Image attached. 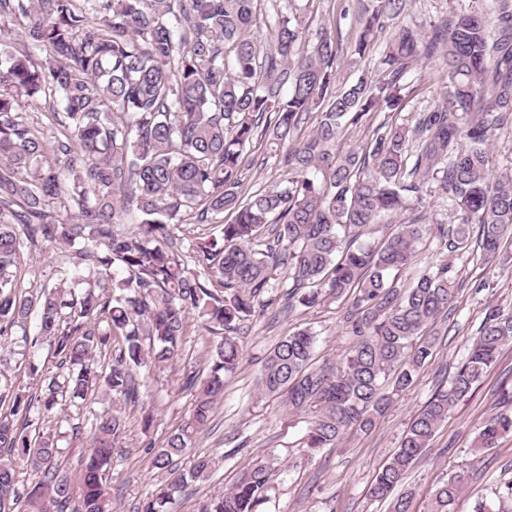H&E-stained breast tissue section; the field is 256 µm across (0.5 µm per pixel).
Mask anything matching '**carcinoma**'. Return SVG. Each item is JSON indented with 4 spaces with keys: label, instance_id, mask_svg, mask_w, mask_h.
Masks as SVG:
<instances>
[{
    "label": "carcinoma",
    "instance_id": "carcinoma-1",
    "mask_svg": "<svg viewBox=\"0 0 512 512\" xmlns=\"http://www.w3.org/2000/svg\"><path fill=\"white\" fill-rule=\"evenodd\" d=\"M0 0V20L21 21L25 48L0 36V341L17 330L30 394L0 385V512H115L109 473L126 432L122 412L93 414L92 444L78 483L62 467L72 425L108 397L135 398L133 370L164 366L179 354L189 314L224 339L210 349L189 417L157 448L150 465L165 475L141 512H168L188 483L207 478L215 461L181 460L210 424L225 377L240 360L233 334L278 297L277 271L292 286L289 306L313 308L346 299L352 342L336 372L312 368L316 334L298 329L267 355L261 390L284 394L295 411L319 408L303 436L312 457L337 447L351 430L369 433L395 395L408 390L436 350L433 326L450 314L461 288L448 256L509 263L512 174L496 177L489 148L512 126V0L487 13L461 11L426 33L398 26L382 59V76L335 86L336 41L324 29L305 43L291 0ZM405 0H366L354 54ZM266 29V39L254 30ZM47 52L43 63L34 60ZM427 60L443 73L449 99L415 115L413 126L384 121L356 148L339 145L345 129L368 126L383 108L402 109L410 67ZM58 102L60 135L47 142L18 110V98ZM315 120L312 132L300 135ZM262 144L287 168L285 184L243 194V153ZM436 198V209L427 199ZM77 209L70 223L54 205ZM454 222H445V213ZM228 213L219 234L192 243L197 269L173 250L171 228L190 215ZM389 219L376 245L350 235ZM135 224L128 232L123 224ZM441 259L400 291L392 273L407 269L427 239ZM39 241L77 246L85 273L60 266L53 286L20 291V252ZM37 313L36 334L25 333ZM512 345V312L486 308L478 336L447 384L414 415L370 496L389 512H413L412 496L391 497L431 447L448 412ZM48 347L50 369L36 351ZM108 354L103 365L98 354ZM66 405L75 414L56 417ZM512 434V414L479 426L474 452ZM38 481L20 488L24 469ZM276 469L254 459L228 489L198 512H257ZM466 475L448 474L430 494L428 512H453Z\"/></svg>",
    "mask_w": 512,
    "mask_h": 512
}]
</instances>
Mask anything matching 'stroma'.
I'll return each instance as SVG.
<instances>
[{
	"label": "stroma",
	"mask_w": 512,
	"mask_h": 512,
	"mask_svg": "<svg viewBox=\"0 0 512 512\" xmlns=\"http://www.w3.org/2000/svg\"><path fill=\"white\" fill-rule=\"evenodd\" d=\"M486 6L487 0H407L402 20L428 32L450 10L481 11ZM358 7V0H311L305 9L312 28H327L336 38L339 52L335 85L340 89L363 75L375 78L391 38L390 28H383L376 32L364 58L352 55L350 45L359 31ZM408 81L412 91L404 108L398 112L380 110L375 114L376 122L413 124L415 112L434 105L446 91L442 73L429 64L411 67ZM243 164V189L249 193L284 176L275 156L260 145L245 150ZM60 265L77 274L83 271L71 247L39 244L25 248L17 269L21 288L29 289L37 282L54 283V271ZM453 265L463 286L450 320L438 326L440 338L432 361L414 385L394 400L370 433L349 432L339 447L322 449L312 457L302 454L299 442L314 419L313 413L289 412L283 397L260 390V376L274 345L304 327L317 335L315 367L337 366L351 344L344 320L346 304L337 301L315 308L297 306L282 313L268 307L246 320L237 337L241 358L236 371L226 379L224 399L215 409L209 429L180 463L186 470L193 456L209 455L216 465L207 480L189 484L176 498L171 512H195L200 499L230 487L260 456L275 457L280 463L275 487L261 512H388L387 502L369 495L378 471L398 448L412 417L438 385L449 380L466 355L485 308L496 305L512 309L511 269L459 259ZM221 338V333L204 331L197 317H190L186 341L172 363L159 369H135L138 397L122 406L128 428L112 457V493L118 512H138L143 499L163 485V477L149 467L147 449L160 445L187 417L195 392L185 386V378L206 371L208 351ZM511 391L512 346H508L473 395L449 411L430 450L400 485V492L412 493L414 512H427L431 490L453 471L463 469L469 475L468 488L457 499L454 512H474L479 498L493 497L512 481V436L479 454L472 449L477 429L489 414L512 411V404L503 399ZM147 411L153 412L154 423L145 431L139 420Z\"/></svg>",
	"instance_id": "1"
}]
</instances>
